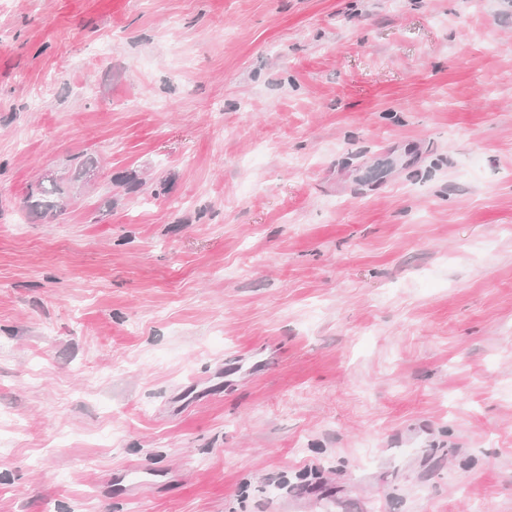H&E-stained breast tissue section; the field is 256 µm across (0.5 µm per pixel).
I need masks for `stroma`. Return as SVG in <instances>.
I'll use <instances>...</instances> for the list:
<instances>
[{
    "mask_svg": "<svg viewBox=\"0 0 512 512\" xmlns=\"http://www.w3.org/2000/svg\"><path fill=\"white\" fill-rule=\"evenodd\" d=\"M0 512H512V0H0ZM48 182L45 184L44 182ZM68 188L55 178L39 181L28 193L25 204L31 212L42 216H55L63 209V199L68 194Z\"/></svg>",
    "mask_w": 512,
    "mask_h": 512,
    "instance_id": "35a3bbf8",
    "label": "stroma"
}]
</instances>
